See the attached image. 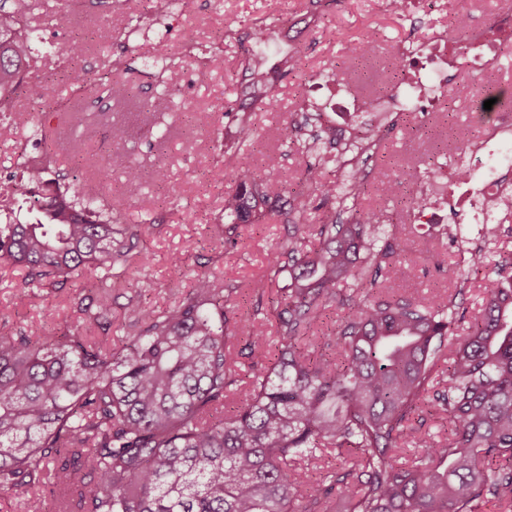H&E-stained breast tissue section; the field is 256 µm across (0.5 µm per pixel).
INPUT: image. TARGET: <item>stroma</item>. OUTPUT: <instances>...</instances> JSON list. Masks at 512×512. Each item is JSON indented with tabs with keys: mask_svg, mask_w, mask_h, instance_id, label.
<instances>
[{
	"mask_svg": "<svg viewBox=\"0 0 512 512\" xmlns=\"http://www.w3.org/2000/svg\"><path fill=\"white\" fill-rule=\"evenodd\" d=\"M30 24L40 37L62 43L82 39L85 51L73 65L60 67L56 58L42 54L38 72L18 89L9 128L0 134V182L17 180V149L27 144L34 151L55 154L51 176L62 191L83 202L85 194L99 198L98 208L110 213L120 202L126 223L141 227L139 248L149 253L146 266L127 270L123 285L112 292L110 326L91 325V337L108 348H121L132 331L136 305L170 309L191 291L197 275L216 274L227 284L240 286L229 305L245 319L255 316V301L243 283L261 278L266 259L293 232L285 217L259 224H243L235 246L224 244L216 223L224 217V194L234 188L232 165L224 161V147L231 140L224 110L238 101V67L243 49L275 63L285 54L299 56L307 72L330 78L321 91L332 98L352 91L364 98L383 94L390 81L397 45L425 41L439 12L397 16L384 0H180L167 12L155 0H43ZM152 13L154 23L131 42L122 32L131 17ZM317 22L299 44L280 38L277 29L261 44L224 41L226 22L246 31L259 17L278 26L292 23L304 13ZM108 31L101 40L100 31ZM376 34L372 55L361 56L359 38ZM192 40L193 58L174 65L157 79L145 67L155 58L157 43L180 52ZM224 49V67L201 74L199 59L216 47ZM121 59V79L126 93L117 97L105 83L108 61ZM84 78L90 89L74 94L75 78ZM506 90V109L512 111V53L500 57L475 83L462 85L449 112L414 115L410 123L382 125L384 154L371 160L383 181H399L404 170L425 169L441 163V177H450L451 156L466 141L477 139L484 127L476 106V85ZM305 89L301 74L282 76L275 88L272 109L253 114V133L242 152L256 168L276 160V169L288 189H295L307 158L291 141V130L300 114L298 104ZM138 127L135 140L116 144L117 124ZM107 161V173L98 170ZM141 171L136 188L125 182L127 167ZM416 196L415 185L391 198L371 190L366 207L383 213L394 223V232L411 239L413 250L403 268L390 274L394 288H407L423 296L445 300L448 283L435 273L437 261H452L448 239L422 236V228L407 224L403 216ZM20 268L0 266V331L38 325L43 332L62 334L78 320L76 305L94 295L97 278L89 274L60 288L22 287Z\"/></svg>",
	"mask_w": 512,
	"mask_h": 512,
	"instance_id": "obj_1",
	"label": "stroma"
}]
</instances>
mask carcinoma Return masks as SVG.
<instances>
[{"label": "carcinoma", "mask_w": 512, "mask_h": 512, "mask_svg": "<svg viewBox=\"0 0 512 512\" xmlns=\"http://www.w3.org/2000/svg\"><path fill=\"white\" fill-rule=\"evenodd\" d=\"M39 0L0 7V96L14 92L38 68L31 39L13 18L26 19ZM249 105L225 115L236 126L232 148L236 188L224 195V242L239 224L286 215L302 225L270 256L266 280L248 285L262 305L265 281L277 286L278 352L257 358L265 321L248 331L249 353L238 347L243 320L224 305L214 275H199L189 294L166 310L137 308L139 330L112 350L80 327L48 336L31 327L0 333V490L22 496L24 512H44L52 488L58 512H512V258L484 276L481 310L465 336L456 298L468 274L487 268L483 246L436 266L455 283L447 302L387 285L406 262L410 239L388 233L379 216L357 206L368 191L362 156L379 139L360 131L346 157L341 188L326 177L318 134L295 130L312 158L306 180L335 215L307 223L309 203L289 197L268 169L242 156L251 131L247 107L273 103L266 62L243 57ZM48 163L31 160L18 195L47 184ZM43 220L0 225V264L25 271L24 288L64 285L84 271L100 273L97 294L79 305L78 323L108 322L112 267L144 265L135 225L79 209L58 192L32 194ZM344 212L350 217L336 220ZM315 238L319 246L307 248ZM343 312L323 336L334 357L298 347L320 311ZM454 357L440 378L437 364ZM252 359L250 365L241 358ZM448 423L442 439L415 435V419ZM422 452L399 462L400 445ZM341 464L323 479L311 473L325 450Z\"/></svg>", "instance_id": "obj_1"}]
</instances>
